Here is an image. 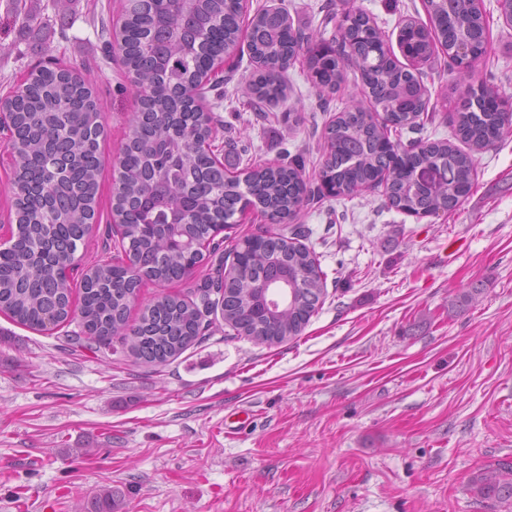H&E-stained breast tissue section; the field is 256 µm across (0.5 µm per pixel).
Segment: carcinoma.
<instances>
[{
    "mask_svg": "<svg viewBox=\"0 0 512 512\" xmlns=\"http://www.w3.org/2000/svg\"><path fill=\"white\" fill-rule=\"evenodd\" d=\"M225 0H207L211 21L208 35L198 45L179 40L175 28L154 31L149 12L126 18L119 49L128 71L135 76L132 91L140 111L129 116L131 134L120 159L112 202L126 210L119 246L134 264L117 256L100 261L83 274L79 303L73 301L72 282L65 275L41 271L75 260L78 247L90 235L89 221L98 202L103 135L100 114L90 84L81 75L60 67L42 66L30 73L15 91L7 116L12 131L9 148L15 157L11 186L18 228L10 244L0 248V313L36 331L46 321L58 326L79 319L81 335L72 337L87 349L112 347L119 340L136 362L159 367L179 357L201 338L203 320L215 308L211 279L200 290V302L168 295L147 303L137 323L128 320L130 305L147 280L173 283L192 273L206 255L200 249L218 228L233 225L235 215L250 206L272 208L294 216L311 200L299 165L278 172L254 167L231 178L222 166L196 147L199 122H188L192 92L204 60L235 51L240 25ZM452 11L475 34L485 19L473 13L468 0H454ZM360 13L353 20L351 37L359 60L336 59L323 52V40L306 37L311 55L314 87L320 94L338 89L343 74L353 66L366 85L373 106L393 107L390 94L397 88L420 91L418 76L401 77L396 67L378 55L379 48ZM288 14L265 10L251 21L248 49L264 72L248 86L257 104L272 103L285 95L277 72L288 37ZM420 127L409 112H393L388 123L375 122L373 111L360 97L326 128L325 160L319 179L336 197L357 192V187L379 174L389 204L405 213L452 212L460 204L463 187L473 184L471 154L448 141L428 143L420 152H401L405 144L390 135ZM457 136L479 149L512 133V119L499 112H467L456 116ZM428 157L448 168V183L435 196L425 193L412 172ZM195 211L194 224L169 223L170 211L184 202ZM233 285L238 291L224 297V324L239 336L268 345L297 337L317 311L326 291V277L315 253L291 239L273 234L251 235L231 245ZM278 261L301 272V296L272 322L255 319L259 289L269 286V269ZM483 289L475 286L455 294L448 310L460 312L477 303ZM474 494L483 499H512V461H498L479 469L471 480Z\"/></svg>",
    "mask_w": 512,
    "mask_h": 512,
    "instance_id": "obj_1",
    "label": "carcinoma"
}]
</instances>
